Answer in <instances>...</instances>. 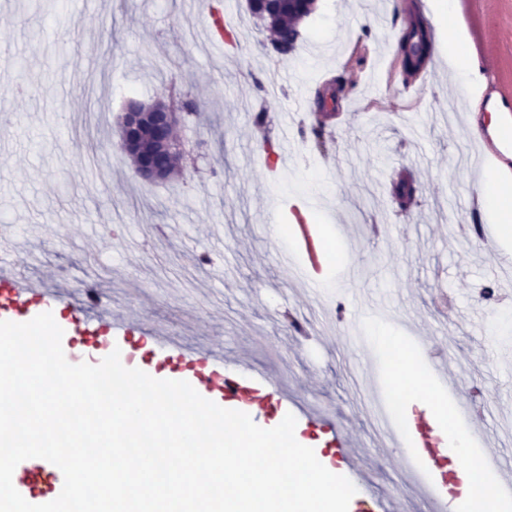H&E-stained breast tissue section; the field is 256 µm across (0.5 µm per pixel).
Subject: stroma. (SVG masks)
<instances>
[{"instance_id":"35a3bbf8","label":"stroma","mask_w":512,"mask_h":512,"mask_svg":"<svg viewBox=\"0 0 512 512\" xmlns=\"http://www.w3.org/2000/svg\"><path fill=\"white\" fill-rule=\"evenodd\" d=\"M235 47L201 44L211 0H12L0 7V249L17 272L74 294L96 289L116 314H134L225 358L246 357L293 399L334 417L355 470L393 512H430L387 447L368 389L375 343L347 329L358 309L386 313L446 352L460 374L456 398L472 406L487 448L512 421V242L474 237L480 212L467 166L469 113L447 111L457 93L447 33L478 49L487 82L512 98V0H468L462 16L427 26L435 52L412 96L385 66L418 0H317L294 52L273 51L245 0H221ZM39 37H32L33 29ZM178 82L201 103L185 138V173L139 179L117 147L129 100L153 102ZM336 88L322 140L310 131L324 83ZM301 95L291 163L267 154L281 116ZM265 113L258 127L255 116ZM413 179L417 205L399 213L394 185ZM322 194L307 201L304 188ZM309 202L333 266L356 262L352 291L314 294L287 278L261 227L266 203ZM497 287L498 309L481 298Z\"/></svg>"}]
</instances>
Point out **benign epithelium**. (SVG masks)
I'll return each instance as SVG.
<instances>
[{
	"instance_id": "1",
	"label": "benign epithelium",
	"mask_w": 512,
	"mask_h": 512,
	"mask_svg": "<svg viewBox=\"0 0 512 512\" xmlns=\"http://www.w3.org/2000/svg\"><path fill=\"white\" fill-rule=\"evenodd\" d=\"M294 11L309 0H253L261 5L256 12L261 20L273 19L282 12V4ZM186 113L162 102H131L119 122L118 147L130 157L146 155L135 164L136 173L151 183H164L171 176L162 158L183 147L180 129L185 125Z\"/></svg>"
}]
</instances>
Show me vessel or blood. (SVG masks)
I'll return each mask as SVG.
<instances>
[{
  "label": "vessel or blood",
  "instance_id": "obj_1",
  "mask_svg": "<svg viewBox=\"0 0 512 512\" xmlns=\"http://www.w3.org/2000/svg\"><path fill=\"white\" fill-rule=\"evenodd\" d=\"M480 153L471 164L477 190L487 191L491 182L487 176L491 160H506L512 152V140H500L496 128L481 125L470 134ZM295 222L288 231V245L281 253V262L298 279L315 288L323 287L331 279L349 284L356 279L354 264H346L340 272H333L326 260L325 239L319 225L308 223L304 209L293 206ZM65 304L70 308L67 329L74 341L100 349L109 355L112 349H130L133 357L146 365L159 367L166 364H184L193 367L190 384L205 392L209 399L228 409L250 415L254 423L265 422L268 415L278 417L293 414L298 424L315 425L331 435L336 447L330 467L334 473L349 472L346 453L347 438L337 432L335 422L312 414L299 407L281 384L267 371L256 367L249 359L226 360L223 350L202 351L185 345L180 338L146 328L121 316L100 303L92 289H84L82 300L72 298L68 286L47 288L20 277L12 259L0 253V319L22 323L38 314ZM430 379L437 387L449 390L451 368L447 356L428 351L426 358ZM380 420L385 431L386 445L409 466L411 475L429 500L432 512H454L455 492L450 489L442 462L450 451L443 448L442 440L431 437V427L425 416L414 417L393 414L387 401L379 403ZM484 465L497 482L503 499H512V473L505 471L498 457L484 452ZM16 489L41 484L59 489L63 474L56 466L15 469Z\"/></svg>",
  "mask_w": 512,
  "mask_h": 512
}]
</instances>
